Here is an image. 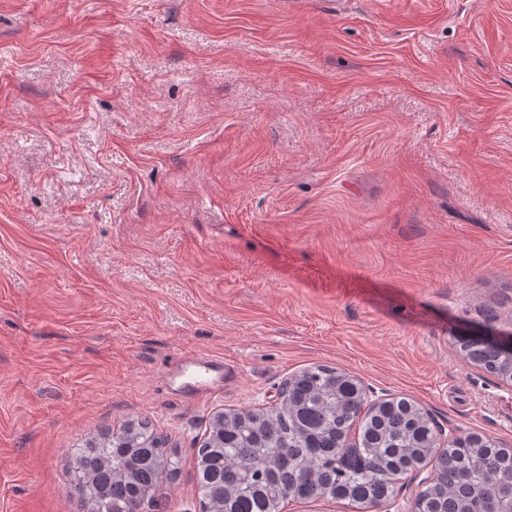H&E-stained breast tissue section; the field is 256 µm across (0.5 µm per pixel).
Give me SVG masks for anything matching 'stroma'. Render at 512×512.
I'll list each match as a JSON object with an SVG mask.
<instances>
[{"mask_svg":"<svg viewBox=\"0 0 512 512\" xmlns=\"http://www.w3.org/2000/svg\"><path fill=\"white\" fill-rule=\"evenodd\" d=\"M511 331L512 0H0V512L129 420L200 512L213 414L321 363L512 444L454 344Z\"/></svg>","mask_w":512,"mask_h":512,"instance_id":"35a3bbf8","label":"stroma"}]
</instances>
